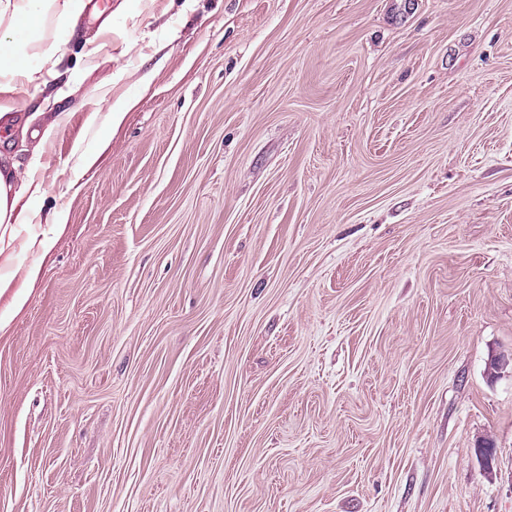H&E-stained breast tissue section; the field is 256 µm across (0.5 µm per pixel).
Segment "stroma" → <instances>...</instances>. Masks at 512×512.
Returning a JSON list of instances; mask_svg holds the SVG:
<instances>
[{
    "label": "stroma",
    "instance_id": "1",
    "mask_svg": "<svg viewBox=\"0 0 512 512\" xmlns=\"http://www.w3.org/2000/svg\"><path fill=\"white\" fill-rule=\"evenodd\" d=\"M78 28L49 139L0 128L43 187L0 235L41 268L0 295V512H512V0Z\"/></svg>",
    "mask_w": 512,
    "mask_h": 512
}]
</instances>
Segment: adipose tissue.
Segmentation results:
<instances>
[{
    "mask_svg": "<svg viewBox=\"0 0 512 512\" xmlns=\"http://www.w3.org/2000/svg\"><path fill=\"white\" fill-rule=\"evenodd\" d=\"M84 0H0V119L16 96L41 93L59 79L58 55L77 34ZM42 192L33 170L0 160V225L29 221V200Z\"/></svg>",
    "mask_w": 512,
    "mask_h": 512,
    "instance_id": "obj_1",
    "label": "adipose tissue"
}]
</instances>
